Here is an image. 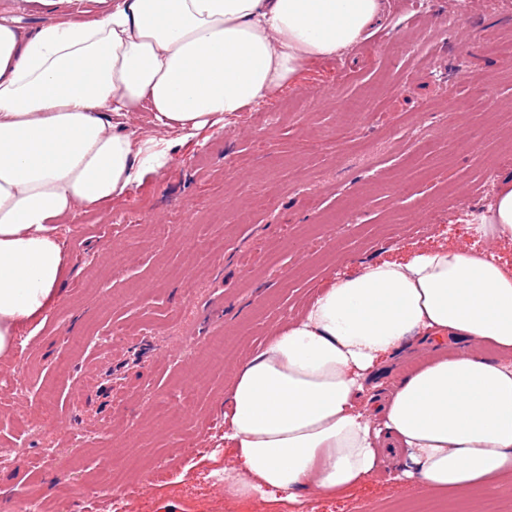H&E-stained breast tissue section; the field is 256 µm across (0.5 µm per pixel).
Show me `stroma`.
Listing matches in <instances>:
<instances>
[{
	"instance_id": "stroma-1",
	"label": "stroma",
	"mask_w": 512,
	"mask_h": 512,
	"mask_svg": "<svg viewBox=\"0 0 512 512\" xmlns=\"http://www.w3.org/2000/svg\"><path fill=\"white\" fill-rule=\"evenodd\" d=\"M391 0L361 47L315 63L224 129L180 141L168 168L59 226L72 258L56 308L0 373V512H440L397 463L341 498L224 492L234 367L336 275L455 239L512 176V8ZM365 103L357 123L342 106ZM497 161L495 179L483 169ZM356 222H345L348 211ZM223 336V364L195 374Z\"/></svg>"
}]
</instances>
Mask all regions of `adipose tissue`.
<instances>
[{"mask_svg": "<svg viewBox=\"0 0 512 512\" xmlns=\"http://www.w3.org/2000/svg\"><path fill=\"white\" fill-rule=\"evenodd\" d=\"M89 21L21 26L0 7V366L40 329L72 260L57 228L163 172L175 138L223 128L309 64L343 55L388 0H94ZM155 131L123 119L139 107ZM477 234L512 243V177ZM416 339L424 360L375 404L368 382ZM493 346L499 360L480 345ZM224 489L343 497L382 437L427 492L512 485V264L463 243L360 263L235 369Z\"/></svg>", "mask_w": 512, "mask_h": 512, "instance_id": "adipose-tissue-1", "label": "adipose tissue"}]
</instances>
